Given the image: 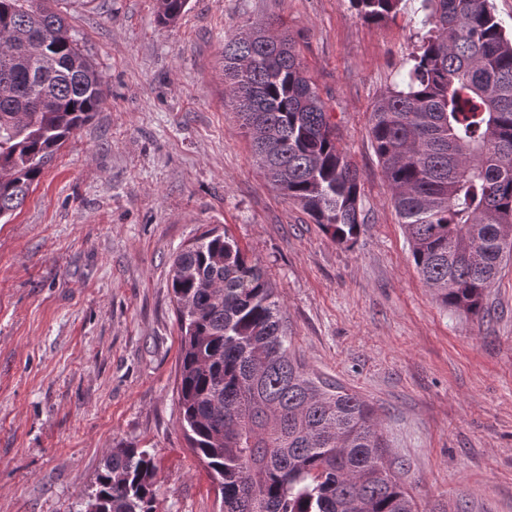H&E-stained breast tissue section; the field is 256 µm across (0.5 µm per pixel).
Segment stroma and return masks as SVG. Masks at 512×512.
Segmentation results:
<instances>
[{
    "label": "stroma",
    "instance_id": "1",
    "mask_svg": "<svg viewBox=\"0 0 512 512\" xmlns=\"http://www.w3.org/2000/svg\"><path fill=\"white\" fill-rule=\"evenodd\" d=\"M350 0H58L106 100L0 221V512H82L107 454L147 449L159 512H221L177 392L175 255L228 229L277 288L307 368L375 405L421 512H512V261L480 313L417 273L371 111L427 33ZM288 31L357 166L366 214L339 245L260 173L225 98L224 38ZM158 22L160 25L175 24L185 13L188 0H159Z\"/></svg>",
    "mask_w": 512,
    "mask_h": 512
}]
</instances>
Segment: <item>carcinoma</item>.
<instances>
[{"instance_id": "carcinoma-1", "label": "carcinoma", "mask_w": 512, "mask_h": 512, "mask_svg": "<svg viewBox=\"0 0 512 512\" xmlns=\"http://www.w3.org/2000/svg\"><path fill=\"white\" fill-rule=\"evenodd\" d=\"M45 0H0V219L23 204L104 101L103 77ZM366 22L401 0H350ZM188 0H159L169 26ZM428 31L402 83L372 111L371 137L415 268L441 306L478 313L512 257V37L490 0H421ZM225 98L263 176L338 244L365 223L360 175L293 41L251 23L224 38ZM179 403L222 512H418L386 460L374 406L291 352L276 288L228 232L180 251ZM98 512H158L148 451L112 449Z\"/></svg>"}]
</instances>
